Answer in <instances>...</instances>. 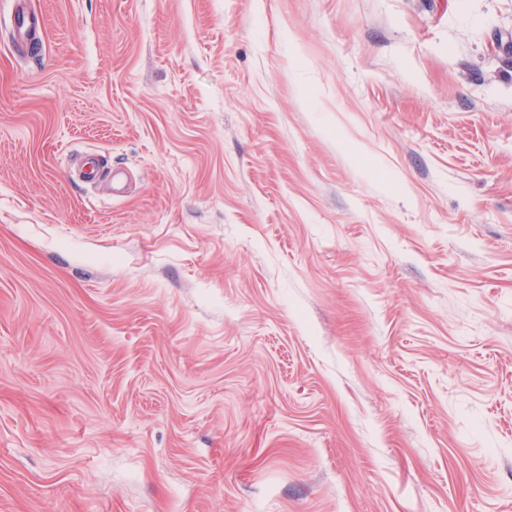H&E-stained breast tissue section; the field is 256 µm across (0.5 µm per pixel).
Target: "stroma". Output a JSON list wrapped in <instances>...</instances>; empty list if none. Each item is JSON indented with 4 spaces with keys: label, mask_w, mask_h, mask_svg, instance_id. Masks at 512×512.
Segmentation results:
<instances>
[{
    "label": "stroma",
    "mask_w": 512,
    "mask_h": 512,
    "mask_svg": "<svg viewBox=\"0 0 512 512\" xmlns=\"http://www.w3.org/2000/svg\"><path fill=\"white\" fill-rule=\"evenodd\" d=\"M0 0V512H512V0ZM24 0L17 1V7L12 16V39L20 48L28 51L37 50L39 33L45 27V19L41 12L32 11L25 6Z\"/></svg>",
    "instance_id": "stroma-1"
}]
</instances>
